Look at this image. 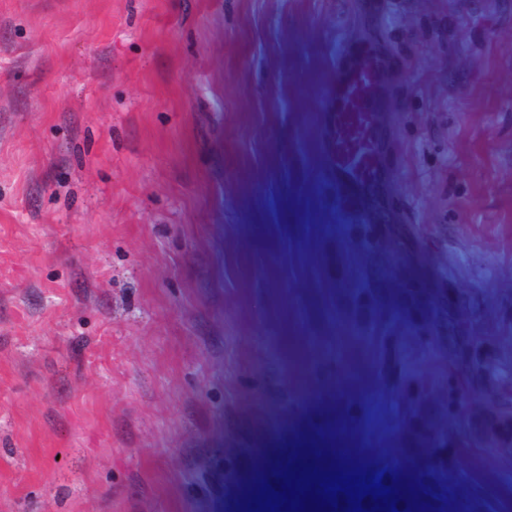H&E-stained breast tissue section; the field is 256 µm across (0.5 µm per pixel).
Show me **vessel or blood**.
Here are the masks:
<instances>
[{
    "instance_id": "1",
    "label": "vessel or blood",
    "mask_w": 512,
    "mask_h": 512,
    "mask_svg": "<svg viewBox=\"0 0 512 512\" xmlns=\"http://www.w3.org/2000/svg\"><path fill=\"white\" fill-rule=\"evenodd\" d=\"M385 104L380 61L350 48L327 100L322 140L328 173L356 212L376 210L381 203L386 174L379 114Z\"/></svg>"
}]
</instances>
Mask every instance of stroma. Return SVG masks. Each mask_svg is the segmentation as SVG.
Returning <instances> with one entry per match:
<instances>
[{"mask_svg":"<svg viewBox=\"0 0 512 512\" xmlns=\"http://www.w3.org/2000/svg\"><path fill=\"white\" fill-rule=\"evenodd\" d=\"M350 44L388 224L322 165ZM312 424L512 512V0H0V512H227Z\"/></svg>","mask_w":512,"mask_h":512,"instance_id":"1","label":"stroma"}]
</instances>
